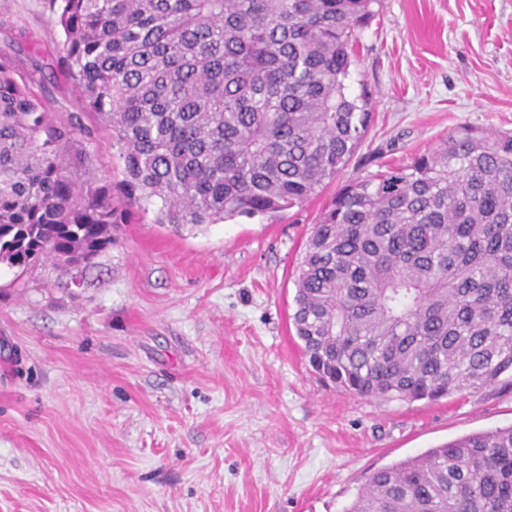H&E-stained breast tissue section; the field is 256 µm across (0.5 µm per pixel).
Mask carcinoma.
Returning a JSON list of instances; mask_svg holds the SVG:
<instances>
[{
	"label": "carcinoma",
	"mask_w": 512,
	"mask_h": 512,
	"mask_svg": "<svg viewBox=\"0 0 512 512\" xmlns=\"http://www.w3.org/2000/svg\"><path fill=\"white\" fill-rule=\"evenodd\" d=\"M374 0H47L62 116L0 55V265L92 261L120 205L179 231L276 217L346 166L371 113L345 93ZM96 118L88 125L84 118ZM103 134L123 177L97 176ZM293 322L319 376L361 398L512 385V134L462 127L342 188L297 267ZM345 512H512V426L384 467ZM45 94L52 98L58 107V112L70 111L76 112L81 107L79 95L72 84L66 82L56 83L45 80L44 82Z\"/></svg>",
	"instance_id": "1"
}]
</instances>
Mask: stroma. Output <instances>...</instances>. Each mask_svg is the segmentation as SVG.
Returning a JSON list of instances; mask_svg holds the SVG:
<instances>
[{"instance_id": "obj_1", "label": "stroma", "mask_w": 512, "mask_h": 512, "mask_svg": "<svg viewBox=\"0 0 512 512\" xmlns=\"http://www.w3.org/2000/svg\"><path fill=\"white\" fill-rule=\"evenodd\" d=\"M372 10L346 82L372 120L303 207L179 232L130 208L91 267L0 268V512H345L375 471L512 426L511 386L354 397L296 336V267L342 186L462 127L512 133V0ZM61 38L45 0H0V52Z\"/></svg>"}]
</instances>
